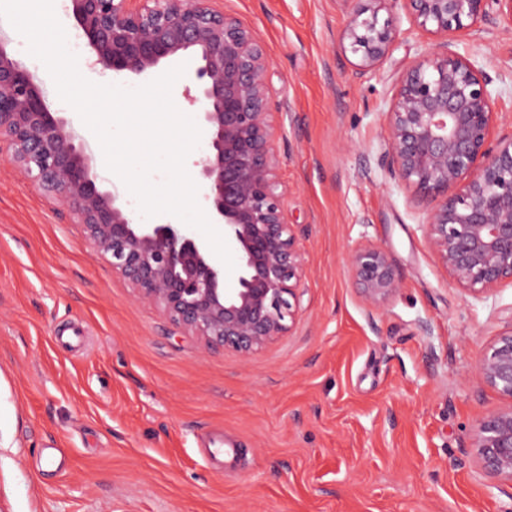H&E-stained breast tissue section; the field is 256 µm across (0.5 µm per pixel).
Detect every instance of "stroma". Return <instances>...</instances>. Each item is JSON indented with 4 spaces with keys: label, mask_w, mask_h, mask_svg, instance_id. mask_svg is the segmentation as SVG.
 <instances>
[{
    "label": "stroma",
    "mask_w": 512,
    "mask_h": 512,
    "mask_svg": "<svg viewBox=\"0 0 512 512\" xmlns=\"http://www.w3.org/2000/svg\"><path fill=\"white\" fill-rule=\"evenodd\" d=\"M270 63L277 178L304 254L285 336L249 357L176 326L91 249L84 225L0 159V512H512L471 429L512 406L479 383L512 329V282L454 284L429 207L388 173L385 120L437 36L401 19L373 72L342 34L352 0H215ZM512 136V17L451 44ZM386 247L402 288L372 306L353 251ZM213 430L233 460L200 444Z\"/></svg>",
    "instance_id": "1"
}]
</instances>
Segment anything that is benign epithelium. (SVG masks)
I'll use <instances>...</instances> for the list:
<instances>
[{
    "instance_id": "obj_1",
    "label": "benign epithelium",
    "mask_w": 512,
    "mask_h": 512,
    "mask_svg": "<svg viewBox=\"0 0 512 512\" xmlns=\"http://www.w3.org/2000/svg\"><path fill=\"white\" fill-rule=\"evenodd\" d=\"M213 0H69L92 69L123 80H152L189 60L191 101L206 132L198 154L197 199L239 254L228 288L206 240L158 216L140 221L116 184L102 185L96 161L67 112L52 107L35 75L0 38V153L86 227L93 251L172 322L212 347L243 357L290 329L304 256L286 221L277 159L269 62L255 31ZM343 39L372 71L388 54L400 14L443 38L403 73L387 112L383 161L430 209L426 234L452 280L478 296L512 280V137L491 144L493 97L450 38L512 0H353ZM387 9V17L379 12ZM362 293L380 305L401 288L388 251L357 249L349 259ZM477 377L512 400V330L478 360ZM476 462L492 480L512 483V406L490 412L471 432Z\"/></svg>"
}]
</instances>
